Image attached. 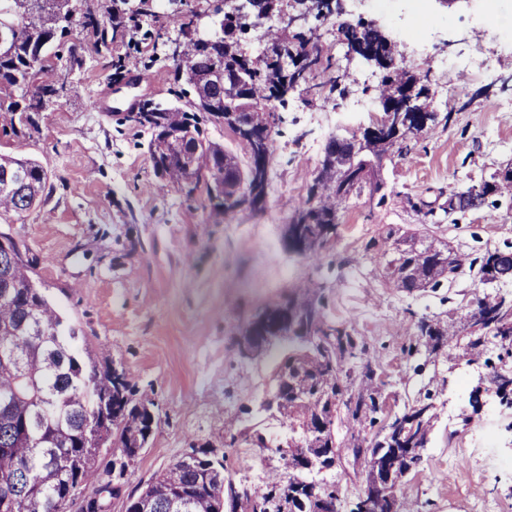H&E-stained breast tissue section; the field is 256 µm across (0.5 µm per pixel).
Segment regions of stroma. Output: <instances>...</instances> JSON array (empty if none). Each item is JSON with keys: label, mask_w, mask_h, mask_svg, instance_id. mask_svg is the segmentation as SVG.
I'll use <instances>...</instances> for the list:
<instances>
[{"label": "stroma", "mask_w": 512, "mask_h": 512, "mask_svg": "<svg viewBox=\"0 0 512 512\" xmlns=\"http://www.w3.org/2000/svg\"><path fill=\"white\" fill-rule=\"evenodd\" d=\"M78 15L92 13L97 27L80 28L57 47L56 65L66 91L38 113L27 134L0 138V153L38 161L47 173L42 198L26 212L0 216V235L13 239L33 277L64 322L122 364L139 396L155 403L157 425L105 512H125L129 495L186 448L224 451L236 486L266 489L278 462L271 448L288 428L265 402L275 386L287 345L260 358L239 356L237 343L255 308L273 304L315 283L332 322L364 338L361 363L371 364L386 411L368 429L430 399L436 418L420 463L406 476L404 495L414 512H512V405L488 387L495 374H512V356L490 339L481 361L466 366L447 350L418 346L421 321L459 319L476 306L468 276L412 292L386 287L383 267L363 257L362 243L384 224L427 229L454 251L478 256L512 247V196L490 195L477 209L433 223L452 188L490 179L512 166V46L498 36L512 31V0H499L497 28L480 26L479 0H427L432 28L424 45L397 39L407 0L350 9V21L371 20L407 66L431 69L429 108L436 114L403 159L385 161L382 176L395 195L382 207L351 199L338 215V231L311 262L288 243L284 228L307 198L327 141L373 126L382 116L374 88L377 67L347 62L335 34L324 51L348 67L349 112L330 102L304 104L297 95L277 105L270 183L261 209L215 217L206 190L193 198L163 186L148 151L151 133L132 114L146 103L187 107L170 47L178 19L213 31L212 0H73ZM139 10L122 36L102 42L113 9ZM491 61L490 72L440 70L465 45ZM486 387L479 411L469 396ZM237 414L240 437L224 445V419ZM309 482L335 487L337 512H351L365 478L363 465L344 452L334 467L308 473Z\"/></svg>", "instance_id": "obj_1"}]
</instances>
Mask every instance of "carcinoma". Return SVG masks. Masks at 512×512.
Masks as SVG:
<instances>
[{
    "instance_id": "carcinoma-1",
    "label": "carcinoma",
    "mask_w": 512,
    "mask_h": 512,
    "mask_svg": "<svg viewBox=\"0 0 512 512\" xmlns=\"http://www.w3.org/2000/svg\"><path fill=\"white\" fill-rule=\"evenodd\" d=\"M266 2L255 0L257 11L267 23L261 37L265 44L278 47L280 52L255 61L226 33V20L222 19L219 21L221 36L189 37L179 44L180 51L173 58L177 75L189 84L196 77L210 73L225 57L240 56L237 69L228 70L227 79H242V92L252 106V120L262 135L246 143L250 162L246 169L237 167L235 171L248 179L253 165H260L259 182L255 183L259 200L266 196L274 154L273 133L279 120L272 101L300 88L308 101L327 102L335 94L339 78L331 73L332 63L323 53L321 35L314 29L293 34L272 24ZM13 5L14 0H0V27L13 29L11 42L0 45V134L18 137L34 124L32 113L43 111L42 96L59 82L51 61L58 33L55 18L70 12L71 7L70 0H52L51 11L33 5L27 13L20 14ZM334 25L339 41L349 49L357 45L385 48L386 39L373 23L339 19ZM295 53L309 57L311 65L307 78L297 85L287 80L283 71V63ZM386 55L391 62L392 76L382 77L375 88L380 105H387L394 96L406 91L423 97L430 71L409 68L392 50ZM207 98L209 113H223L227 126H232V108L223 106L221 91L212 86ZM421 107L422 122L409 120V126L398 135L381 133L373 137L364 130L328 141L319 167L320 180L297 207L295 221L286 225L288 236L300 237L306 258H318L336 236L337 214L350 198L364 194L378 206L387 199L383 184L358 183L343 190L336 176V164L353 162L362 168L387 158L407 156L412 150V137L420 135L434 121L427 104L423 102ZM134 121L151 131L161 125L167 133L176 135L174 159L160 174L166 185L180 187L189 167L198 176L213 181L224 174V149L209 139L206 129L189 126L188 112L156 106L145 114L136 113ZM45 181V171L38 163L0 155V214L28 210ZM489 192L512 195V177L472 185L455 192V196L460 204L477 208ZM363 256L375 258L385 266L391 287L407 291L436 288L467 272L474 273L475 281L479 282L493 265L497 266L498 282H512V259L499 257L497 250L487 252L478 261L450 251L447 243L433 237L404 236L400 229L388 224L366 240ZM291 304L296 315L307 316L309 333L319 342L307 361L306 376L328 388L337 403L297 402L288 398V404L279 410L290 432L288 444L271 449L278 455L280 469L288 473V483L281 484L280 474L272 472L267 486L281 489L279 499L268 503L262 498L254 503L252 495L245 491L236 512H292L290 494L296 486L305 483V477L303 471L296 469L291 447L296 441L309 438V425L320 423L321 447L335 448L333 427L341 413H346L352 419L349 447L356 449L362 447L359 439L362 429L375 422L373 412L362 413L359 405L363 398L381 397L374 372L366 367L353 374L356 360L365 351L363 339L348 333L345 327L328 322L312 287L296 294ZM478 307L495 313V322L489 326L493 337L502 340L512 337V298L485 294L478 298ZM76 339L75 329L64 327L62 316L38 288L17 245L9 238L0 242V512H59L57 497L68 486L85 494L95 484L97 489L91 492L95 498L103 492H113L97 471L99 449L86 429L89 419H95L96 432L112 439V448L133 459L138 456V439L151 431L146 406L154 402L131 398L128 374H123L121 380L114 378L112 367L102 364L100 349L88 350L83 355L75 352L70 342ZM419 344L432 353L446 344L455 351L457 361L469 366L479 359L484 339L474 337L461 343L455 323L438 320L420 326ZM434 418L433 406L424 401L404 413L402 419L407 427L395 430L400 436V446L425 448ZM420 459L418 454L409 460L398 459L394 464L398 512H410L403 480ZM227 484H233L230 475L219 483L202 468L190 469L172 463L137 496L139 509L140 512H224Z\"/></svg>"
}]
</instances>
